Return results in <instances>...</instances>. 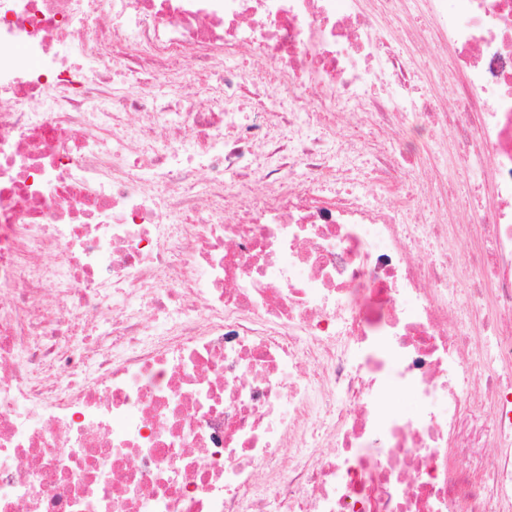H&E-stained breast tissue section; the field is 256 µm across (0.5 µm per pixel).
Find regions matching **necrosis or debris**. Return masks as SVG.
<instances>
[{
	"mask_svg": "<svg viewBox=\"0 0 512 512\" xmlns=\"http://www.w3.org/2000/svg\"><path fill=\"white\" fill-rule=\"evenodd\" d=\"M0 512H512V0H0ZM406 137L416 148L420 165L416 167V174L422 176L431 171H439L441 177L437 180L440 184L448 183V188L455 186L463 179L473 183H479L482 172L478 169L470 168L468 171L461 170L455 159V150L453 143H448V154L445 162H435L430 155L428 133L419 135L413 130H408Z\"/></svg>",
	"mask_w": 512,
	"mask_h": 512,
	"instance_id": "1",
	"label": "necrosis or debris"
}]
</instances>
